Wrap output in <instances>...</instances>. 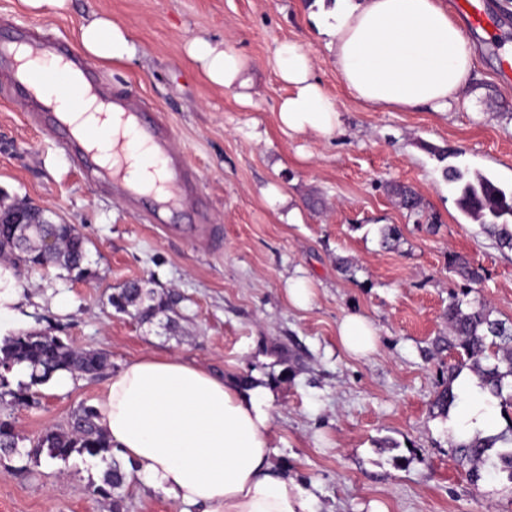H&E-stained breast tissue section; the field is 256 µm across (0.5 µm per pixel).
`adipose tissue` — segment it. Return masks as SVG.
Wrapping results in <instances>:
<instances>
[{"label":"adipose tissue","mask_w":512,"mask_h":512,"mask_svg":"<svg viewBox=\"0 0 512 512\" xmlns=\"http://www.w3.org/2000/svg\"><path fill=\"white\" fill-rule=\"evenodd\" d=\"M336 71L350 94L374 112H451L469 86L476 49L449 15L445 0H336L328 14ZM84 53L102 60L132 59L128 30L105 16L81 26ZM189 54L210 81L250 99V78L231 48L194 39ZM274 64L288 94L278 108L292 133L332 136L340 116L313 75L304 45L281 42ZM68 104L91 127L104 159L121 147L129 178L154 185L165 165L150 148L122 128L114 115H100L76 93ZM343 352L364 357L375 351L377 332L358 311L337 324ZM461 406L450 413L455 440L488 437L502 407L468 372L453 383ZM272 392L261 384L241 388L183 360L144 355L112 378L97 403L100 424L118 460L134 464L145 488L192 505L199 512H316L314 492L275 470L270 455Z\"/></svg>","instance_id":"obj_1"}]
</instances>
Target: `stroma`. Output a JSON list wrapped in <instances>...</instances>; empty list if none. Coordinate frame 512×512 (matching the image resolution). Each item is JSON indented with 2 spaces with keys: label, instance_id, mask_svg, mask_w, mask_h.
Returning <instances> with one entry per match:
<instances>
[{
  "label": "stroma",
  "instance_id": "obj_1",
  "mask_svg": "<svg viewBox=\"0 0 512 512\" xmlns=\"http://www.w3.org/2000/svg\"><path fill=\"white\" fill-rule=\"evenodd\" d=\"M334 0H71L60 15L36 14L0 0V29H35L78 47L85 18L103 15L128 29L132 60L88 58L103 83L159 111L172 145L199 179L206 213L196 238L162 234L144 209L113 196L81 171L45 128L33 125L0 77V202L40 207L56 224L87 238L89 278L12 264L23 320L5 335L50 333L79 351L106 353L110 371L74 373L71 390H29L13 402L22 376L9 374L0 418L13 421L19 452L0 457V512H110L92 495L101 458H34L46 428L66 426L95 405L114 371L145 354L179 355L212 373L258 375L271 387L272 461L315 485L317 512H512L505 473L471 482L455 459L447 415L431 401L448 380V295L460 278L457 254L483 267L468 296L493 318L512 323V251L500 249L456 204L445 168L478 171L512 188V0H488L487 31H468L476 78L456 111L372 112L342 85L319 19ZM204 38L228 42L253 78L250 102L212 83L188 51ZM292 39L310 52L313 74L334 101L341 127L329 137L284 131L278 105L288 93L274 66L277 45ZM413 187L420 211L402 209L388 188ZM196 212L179 215L197 222ZM438 219V232L425 229ZM403 237L383 247L380 230ZM310 281L301 310L288 301V279ZM180 297L143 322L108 298L131 282ZM378 330L375 353L361 359L339 348L336 326L348 311Z\"/></svg>",
  "mask_w": 512,
  "mask_h": 512
}]
</instances>
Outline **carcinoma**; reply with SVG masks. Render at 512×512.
Instances as JSON below:
<instances>
[{
	"label": "carcinoma",
	"instance_id": "1",
	"mask_svg": "<svg viewBox=\"0 0 512 512\" xmlns=\"http://www.w3.org/2000/svg\"><path fill=\"white\" fill-rule=\"evenodd\" d=\"M445 178L455 185L458 208L474 221L485 226L502 249L512 250V190L508 191L493 179L476 174L470 178L457 168L445 169ZM391 192L400 206L409 212L421 207V197L409 186L394 185ZM52 236L59 242L55 256H45L34 243L41 237ZM88 240L72 224H0V255L23 260L31 267L61 268L81 278L89 275L84 267ZM448 266L462 279L460 292L449 293L448 325L453 336L448 348L457 352L459 359L448 367V383L439 390L432 407L447 412L458 396L453 381L464 369L471 370L482 388L495 397L502 396L503 381L512 376V326L490 317L485 305L469 311L463 309L464 297L472 286L483 280L482 269L473 266L458 255H449ZM109 304L120 311L134 307L132 316L149 320L160 312L173 309L176 299L156 297L152 288L133 283L119 293L109 296ZM32 368L31 384L49 381L57 371H79L94 377L111 367L108 357L95 351H77L61 337L50 333L9 336L0 343V368L10 371L16 365ZM98 412L91 406H80L70 416L64 428L45 429L34 444L35 452H46L52 460L66 461L73 454L101 457L112 455V444L98 424ZM498 441L512 445V419L500 434L475 437L454 444L455 453L470 464L469 478L474 484L491 471L508 472L512 480V448L491 455L489 451ZM19 436L14 425L0 420V453L10 454L18 449ZM129 486L127 474L117 460H112L102 478V484L93 493L108 499L112 512H124L125 491Z\"/></svg>",
	"mask_w": 512,
	"mask_h": 512
}]
</instances>
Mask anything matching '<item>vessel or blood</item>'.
<instances>
[{
    "mask_svg": "<svg viewBox=\"0 0 512 512\" xmlns=\"http://www.w3.org/2000/svg\"><path fill=\"white\" fill-rule=\"evenodd\" d=\"M456 6L471 29L485 28L488 23L485 0H457ZM32 61L54 62L67 75L80 76L83 83L88 84L90 94L105 107L122 113L124 119L130 121L136 138L165 161L171 204L185 206L193 202L191 189L195 175L185 156L173 151L171 131L156 113L145 111L128 93L103 95L97 83L92 82L84 59L71 51L66 43L34 38L21 27L0 35V74L7 75L11 94L22 105L35 108L39 124L54 133L80 169L110 186L113 195L131 204H151L156 199L155 193L138 191L125 180L121 170L103 161L97 148L77 131L70 118L59 111L55 96L43 93L29 77L26 66Z\"/></svg>",
    "mask_w": 512,
    "mask_h": 512,
    "instance_id": "obj_1",
    "label": "vessel or blood"
}]
</instances>
